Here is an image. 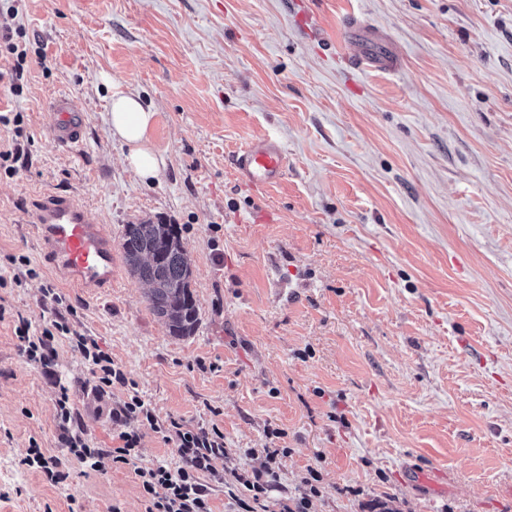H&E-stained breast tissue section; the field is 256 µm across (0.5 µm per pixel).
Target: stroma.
Here are the masks:
<instances>
[{
	"label": "stroma",
	"instance_id": "35a3bbf8",
	"mask_svg": "<svg viewBox=\"0 0 512 512\" xmlns=\"http://www.w3.org/2000/svg\"><path fill=\"white\" fill-rule=\"evenodd\" d=\"M354 22L398 71L356 70ZM6 29L29 50L18 95L0 58V113L22 114L28 159L0 169V512H146L135 466L178 461L147 429L133 466L69 452L60 386L92 445L112 423L72 339L49 370L22 352L15 328L41 329L49 287L159 418L218 424L234 454L217 471L260 466L235 451L276 427L281 493L317 468L315 512H512V0H0ZM109 79L155 113L151 183L107 131ZM59 96L84 113L74 148L48 132ZM263 136L288 170L242 187L233 158ZM50 192L111 231V292L46 262L33 218ZM143 221L179 230L193 335H170L129 272L122 233ZM21 255L36 274L18 285ZM34 446L64 482L21 466ZM419 464L445 473L440 491L407 485Z\"/></svg>",
	"mask_w": 512,
	"mask_h": 512
}]
</instances>
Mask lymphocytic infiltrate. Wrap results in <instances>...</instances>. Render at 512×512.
Listing matches in <instances>:
<instances>
[{
    "instance_id": "lymphocytic-infiltrate-1",
    "label": "lymphocytic infiltrate",
    "mask_w": 512,
    "mask_h": 512,
    "mask_svg": "<svg viewBox=\"0 0 512 512\" xmlns=\"http://www.w3.org/2000/svg\"><path fill=\"white\" fill-rule=\"evenodd\" d=\"M51 300L53 305L40 333H31L30 325L24 319L16 328L24 341L23 352L27 360L44 366L53 362L59 337L73 334L70 322L61 310V296L52 294ZM77 346L92 367L99 393L129 387L130 381L124 371L114 365L95 340L81 336L77 338ZM57 405L61 438L76 459L94 471L133 466L149 503L147 512H213L211 492L220 485L227 488L232 512H271L270 507L274 504L278 505V512H311L314 499L321 494V473L311 467L302 477L297 494L277 501L272 499V492L278 488L282 460L289 453L288 448L278 444L284 435L282 429H267L269 445L263 451L244 449L243 454L247 457L263 454L264 462L251 470L244 467L232 469L233 481L228 484L224 481L225 475L213 466L215 459L230 455L218 425L191 427L176 417L159 419L141 397L131 394L113 403L110 412L112 437L117 440V447L97 448L91 446L85 436L68 388H61ZM145 429L158 434L164 444L175 448L179 457L177 466L164 462L136 466L141 432Z\"/></svg>"
}]
</instances>
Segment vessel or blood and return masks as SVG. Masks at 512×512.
<instances>
[{
  "label": "vessel or blood",
  "instance_id": "vessel-or-blood-1",
  "mask_svg": "<svg viewBox=\"0 0 512 512\" xmlns=\"http://www.w3.org/2000/svg\"><path fill=\"white\" fill-rule=\"evenodd\" d=\"M350 41L360 47L356 65L369 70L396 71L397 59L391 49L381 48L375 33L354 25ZM53 122L49 134L60 146L78 144L84 133V114L68 97L50 105ZM243 186L265 188L277 184L288 167L281 144L270 137L252 141L234 158ZM37 240L51 266L71 285L98 291L112 288V234L98 224L87 209L67 195L47 194L34 218Z\"/></svg>",
  "mask_w": 512,
  "mask_h": 512
}]
</instances>
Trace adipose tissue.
I'll list each match as a JSON object with an SVG mask.
<instances>
[{
    "label": "adipose tissue",
    "mask_w": 512,
    "mask_h": 512,
    "mask_svg": "<svg viewBox=\"0 0 512 512\" xmlns=\"http://www.w3.org/2000/svg\"><path fill=\"white\" fill-rule=\"evenodd\" d=\"M154 118V112L144 107L138 95L124 91L120 85H113L108 132L113 140L125 147L127 166L145 182L157 179L163 165L149 139Z\"/></svg>",
    "instance_id": "obj_1"
}]
</instances>
